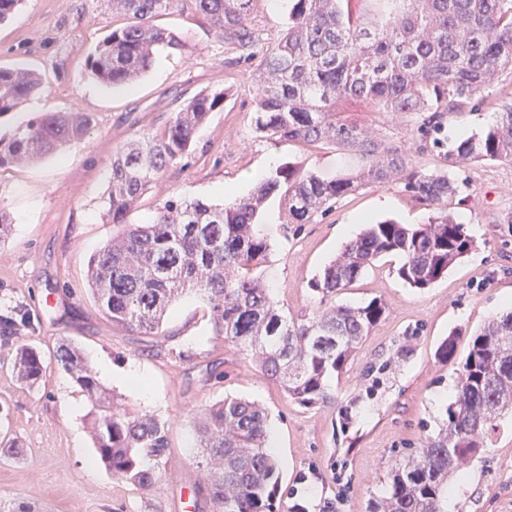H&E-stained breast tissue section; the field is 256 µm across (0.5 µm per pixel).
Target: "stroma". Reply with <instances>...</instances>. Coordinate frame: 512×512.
Masks as SVG:
<instances>
[{
  "instance_id": "1",
  "label": "stroma",
  "mask_w": 512,
  "mask_h": 512,
  "mask_svg": "<svg viewBox=\"0 0 512 512\" xmlns=\"http://www.w3.org/2000/svg\"><path fill=\"white\" fill-rule=\"evenodd\" d=\"M156 22L181 32L185 48L160 52L136 85L114 90L86 74L89 52L122 23L105 0H23L0 23V66L22 65L45 76L34 105L0 116V134L45 112L94 118L80 142L43 161L0 170V206L14 222L0 243V306L18 305L35 316L34 330L17 345L34 347L48 366L41 386L25 387L11 370L16 345H0V438L22 448L17 457L0 452V501L27 503L33 512H216L209 498L195 494L202 479L194 463V417L228 397L269 412L281 480L276 512H367L395 462L437 435L452 402L448 384L471 339L502 315L503 297L512 294V230L501 222L512 211V161L453 169L460 190L447 208L466 215L476 248L432 287L408 286L396 274L400 257L386 255L337 295V303L352 306L381 300L386 312L346 370L329 381V403L302 406L230 341L212 334L200 295L177 301L159 334L143 336L112 325L87 290L89 257L119 230L100 207L113 152L162 130L202 89L228 88L223 108L211 112L192 150L151 185L128 223H143L174 196L223 203L214 188L226 181L248 194L256 169L272 174L290 164L330 179L356 164L336 146L275 142L254 129L255 80L287 27V7L255 0L247 19L256 38L250 55L217 38L193 10L173 9ZM509 92L512 78L500 77L475 106L444 115L436 137L424 134L417 115L374 112L360 100L350 101L343 117L404 148L417 167L444 170L446 145L491 124L501 94ZM435 212L398 181L362 187L307 224L289 223L283 198L273 196L257 226L270 245L263 279L289 314H308L317 300L310 283L346 245L343 227L352 216L422 224ZM453 330L456 354L441 359L436 351ZM63 337L92 364L135 365L149 377L147 398L117 379L100 382L125 409L166 424L170 446L150 488L112 476L98 461L86 429L88 402L55 360ZM214 361L221 377L207 373ZM463 474L468 482L449 512H512V414L496 420L483 453Z\"/></svg>"
}]
</instances>
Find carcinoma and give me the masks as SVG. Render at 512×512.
<instances>
[{
    "mask_svg": "<svg viewBox=\"0 0 512 512\" xmlns=\"http://www.w3.org/2000/svg\"><path fill=\"white\" fill-rule=\"evenodd\" d=\"M112 14L132 22L112 29L88 55L90 74L119 88L143 78L160 48L180 50L174 30L153 24L182 0H106ZM215 35L252 54L246 24L252 0H189ZM288 27L264 56L254 97L255 131L271 140L332 144L353 151L358 168L325 179L285 166L232 205L170 198L142 224L126 223L152 182L191 150L197 130L224 103L214 88L185 102L159 133L135 139L112 155L103 203L124 229L89 261L91 296L112 324L144 335L159 333L171 305L186 294L205 297L214 333L247 351L289 397L309 407L327 402L326 382L340 374L386 307L336 304L376 258L403 257L397 275L425 289L464 258L475 241L465 225L441 208L459 192L449 171L425 172L408 154L367 129L340 118L347 101L363 100L374 112H416L426 128L458 112L495 80L512 77V0H374L371 14L355 0H290ZM44 89L31 69L0 67V116ZM93 123L88 112H50L0 136V169L40 161L80 141ZM453 164L512 160V94L493 124L447 151ZM405 181L414 196L438 205L427 224L392 221L366 225L312 284L319 303L308 317L288 316L253 271L270 245L256 231L269 197L282 193L288 223L306 224L359 188ZM33 327L17 308L0 313V339ZM57 364L91 405L90 429L99 460L112 475L141 487L156 480L145 458L162 459L165 423L118 407L102 389L79 349L62 341ZM13 370L29 387L44 376L36 351H16ZM457 394L436 437L391 469L387 495L368 512H448V475L483 448L484 433L512 412V312L492 319L472 340L458 374ZM197 468L220 512H275L276 462L267 452L268 414L259 404L224 399L196 417Z\"/></svg>",
    "mask_w": 512,
    "mask_h": 512,
    "instance_id": "carcinoma-1",
    "label": "carcinoma"
}]
</instances>
